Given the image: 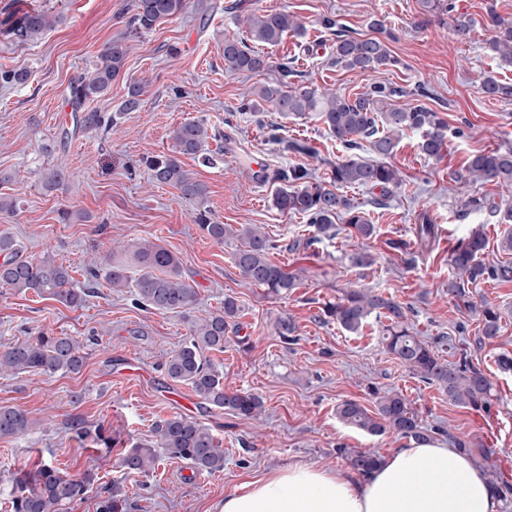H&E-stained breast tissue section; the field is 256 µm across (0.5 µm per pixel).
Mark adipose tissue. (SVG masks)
Listing matches in <instances>:
<instances>
[{
    "label": "adipose tissue",
    "instance_id": "ef3b65f1",
    "mask_svg": "<svg viewBox=\"0 0 512 512\" xmlns=\"http://www.w3.org/2000/svg\"><path fill=\"white\" fill-rule=\"evenodd\" d=\"M486 473L450 445L408 440L360 474L292 463L225 495L219 512H500Z\"/></svg>",
    "mask_w": 512,
    "mask_h": 512
}]
</instances>
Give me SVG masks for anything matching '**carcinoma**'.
Segmentation results:
<instances>
[{
	"label": "carcinoma",
	"instance_id": "1",
	"mask_svg": "<svg viewBox=\"0 0 512 512\" xmlns=\"http://www.w3.org/2000/svg\"><path fill=\"white\" fill-rule=\"evenodd\" d=\"M186 8L187 0H134L133 14L127 21L128 35L113 40L103 49L92 75L74 78L68 85L72 110L82 113L77 125L90 128L104 125L102 116L86 110V105L107 94L112 82L123 72L128 36L148 32L182 14ZM487 14L485 26L489 38L486 49L492 55L512 62V21L502 18L492 8ZM451 20L453 32L459 39L470 37L474 26L470 17L457 14ZM53 24L48 13L33 9L16 19L8 32L20 43L33 42ZM244 24L252 40L267 44H278L288 33L298 34L303 29L297 17L285 12L250 13L244 18ZM321 25L336 35V65L362 73L385 72L397 65L382 40L349 37L335 30L336 20L330 17L324 18ZM223 56L224 66L232 71L256 72L268 64L267 59L243 39L224 40ZM292 65L293 62L282 60L278 64L281 82L276 86L261 87L256 92L257 99L243 102L242 109L256 111L260 103L268 102L285 115L304 116L313 112L350 155L336 162L328 176L319 180L302 163L282 170L278 177L286 186L274 192L273 205L283 213L303 216L306 223L315 228V241L323 237L332 239L345 230L350 237L366 242L375 234V225L348 197L345 189L355 185L383 190L399 186L402 183L400 171L388 159L395 155L404 133H421V151L431 158H438L445 147L447 123L439 113L421 104L408 109L390 106L388 100L403 93L390 82H376L366 92L353 97L321 91L313 85L290 87L288 76L293 73ZM480 90L494 100H512V83L502 82L492 75L483 78ZM142 94V81H130L120 111L136 110ZM212 136L218 138L220 134ZM212 136L204 124L184 122L172 131L174 148L171 153L143 158L141 162L153 182L174 186L184 199L201 203L206 198L207 187L184 168L180 156L197 154ZM273 140L281 145L284 153L299 157L315 155V149L305 140L278 135L273 136ZM364 140L381 160L367 162L352 154L362 147ZM460 179L466 183L511 185L512 148L472 156L466 175ZM340 220L344 221L341 226L338 225ZM197 223L202 232L218 244L234 235L245 240V246L235 255V265L248 283L274 296L286 295L298 286L295 275L271 260L270 251L274 244L262 231L246 225L236 229L229 224H216L204 211L198 213ZM485 248V238L477 232L458 242L448 255V265L453 271L448 280V296L478 312L481 317L478 341L481 343L499 336L502 312L487 301L476 305L470 286L481 282L512 284V258L486 262L481 259ZM132 269L138 272L133 281L129 277ZM85 275L92 280L102 278L114 288L134 287V304L145 311L185 317L198 300L196 289L182 280L177 255L165 246L149 241L127 244L119 255L98 266L88 267ZM0 288L50 298L72 308L83 306L88 296V289L73 287L67 267L49 255L40 258L23 256L13 238L3 231H0ZM407 311L408 307L393 298L365 288H348L336 301L324 306L325 316L349 333L359 332L373 315L385 319L383 342L387 353L398 364L425 383L436 386L448 397L450 404L489 411L493 384L487 374L466 352L458 350L449 336L436 339V343L448 346L449 358L440 356L434 346L418 335L408 321ZM238 312L236 299L227 295L223 310L202 321L192 322L188 341L165 361L164 371L171 381L188 386L200 403L236 417L256 420L262 413V401L252 393L226 391L222 376L206 356L210 351H224L228 326ZM84 362L85 357L75 339L47 332L0 348V375L78 373ZM373 395L376 399L374 410L356 400H345L337 406L336 415L344 424L371 436L390 434L403 439H425L427 428L404 395L381 394L376 390ZM30 428L27 410L0 406V437L23 434ZM67 430L80 442L91 441L106 452H112V436L101 427L92 429L82 418L74 417ZM153 432L155 441L137 444L120 457L121 467L127 473L147 475L154 471L158 448L198 471L215 473L224 470V448L210 430L194 418L173 414L156 422ZM454 447L481 465L495 454L493 448H477L461 438L454 440ZM338 453L345 456L352 469L359 473L374 468L380 461V454L375 450L340 448ZM10 482L11 512H65L66 507L84 498L93 477L88 472L64 473L52 461L42 459L34 468L12 474ZM490 483L500 500L512 501V481L494 473ZM124 505L119 491L109 489L101 502L100 512H123Z\"/></svg>",
	"mask_w": 512,
	"mask_h": 512
}]
</instances>
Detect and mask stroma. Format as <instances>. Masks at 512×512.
<instances>
[{
    "instance_id": "stroma-1",
    "label": "stroma",
    "mask_w": 512,
    "mask_h": 512,
    "mask_svg": "<svg viewBox=\"0 0 512 512\" xmlns=\"http://www.w3.org/2000/svg\"><path fill=\"white\" fill-rule=\"evenodd\" d=\"M133 0H0V70H24L21 85L0 86V194L18 198L15 214L0 213V230L14 237L24 255H51L67 266L75 287H85L86 268L109 255L113 246L130 239L162 244L180 259L182 277L198 292L189 318L142 310L132 302L133 291H114L106 282L94 284L83 307L72 309L52 299L0 289V346L20 342L47 330L73 337L83 350L79 373L0 375V406L26 409L35 425L25 434L0 438V512H9V478L28 458L40 455L71 474L92 471L94 482L72 512H97L103 487H120L127 500L124 512H217L226 494L264 471L294 462L345 467L343 448H376L388 452L401 439L371 437L344 425L336 407L353 399L366 407L375 400L369 385L405 395L423 423L434 427L435 440L469 438L494 449L492 470L512 477V371L498 366L500 353L512 352V285L482 283L474 299L485 298L503 311L498 338L478 343L475 312L448 296L451 275L448 254L471 231L487 239L483 258L501 259L498 242L506 227L499 215L465 213L469 196L499 204L512 201V187L494 183L461 184L468 160L480 152L512 147V101L484 97L482 76L512 82V63L493 58L485 48L488 34L483 18L488 7L512 20V0H454L458 12L474 21L466 40H459L448 15H436L422 0H189L186 11L129 43L124 71L110 91L89 102V109L118 114L109 132L76 128L66 89L72 78L94 71L103 48L122 36ZM40 8L56 23L37 42L18 44L5 36L10 15ZM285 12L298 16L303 35H288L280 44H256L269 65L259 72L224 68V39L244 37L238 12ZM335 18L348 34L383 40L399 64L391 72L360 73L331 63V32L323 17ZM294 60V83H307L339 94L366 91L386 80L402 88L394 107L424 105L448 124L440 158L420 150L421 136L406 133L391 162L402 176L401 186L382 191L353 187L347 194L376 226L368 242L375 257L371 267L350 262L356 249L345 235L313 242V228L298 215H285L272 205L276 182L253 183L247 167L263 158L269 172L295 164L270 137L272 131L304 139L316 149L309 168L326 176L345 148L314 116L285 117L269 104L259 111L240 108L244 96L276 84L282 57ZM146 79L138 111L119 113L129 81ZM201 121L217 162L202 165L183 156L185 169L204 183V204L186 200L172 186L150 181L146 169L128 172L130 163L170 153L171 134L187 121ZM63 169L67 180L46 191L42 175ZM212 221L232 227H260L275 243L273 261L298 275L299 285L286 296H272L247 284L234 255L240 237L216 244L199 229L198 207ZM73 212L70 223L58 213ZM430 221L434 244L405 266L392 242L414 243L415 229ZM356 284L393 297L411 307L413 320L427 341L456 337L468 349L494 385L490 411L450 404L435 386L420 381L386 353L381 343L383 323L369 319L352 334L322 318L325 303ZM236 297L241 310L231 324L223 351L208 357L221 373L228 391L260 397L262 424L229 412L198 406L188 416L206 425L224 448L223 471H189L186 462L161 454L147 477L130 476L119 466L128 448L153 441V425L179 412L175 398L189 394L171 382L163 363L187 341L191 321L219 311L225 296ZM295 325L291 342L273 329L279 315ZM103 427L117 445L105 456L89 443L71 439L64 424L72 417Z\"/></svg>"
}]
</instances>
